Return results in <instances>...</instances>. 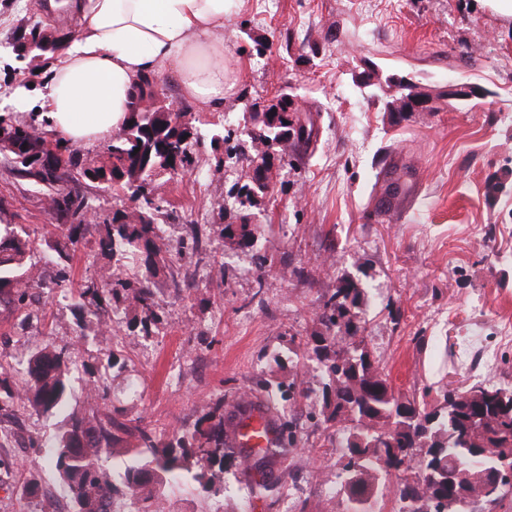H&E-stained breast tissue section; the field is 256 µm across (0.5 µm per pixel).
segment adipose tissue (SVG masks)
Instances as JSON below:
<instances>
[{
    "label": "adipose tissue",
    "mask_w": 512,
    "mask_h": 512,
    "mask_svg": "<svg viewBox=\"0 0 512 512\" xmlns=\"http://www.w3.org/2000/svg\"><path fill=\"white\" fill-rule=\"evenodd\" d=\"M239 0H56L74 37L47 54L41 128L84 147L121 128L143 77L172 75L187 100L218 110L233 89L225 17Z\"/></svg>",
    "instance_id": "adipose-tissue-1"
}]
</instances>
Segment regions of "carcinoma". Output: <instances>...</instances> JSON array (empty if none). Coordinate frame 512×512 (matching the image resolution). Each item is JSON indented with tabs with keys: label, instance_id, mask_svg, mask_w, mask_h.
Here are the masks:
<instances>
[{
	"label": "carcinoma",
	"instance_id": "carcinoma-1",
	"mask_svg": "<svg viewBox=\"0 0 512 512\" xmlns=\"http://www.w3.org/2000/svg\"><path fill=\"white\" fill-rule=\"evenodd\" d=\"M50 41L54 36L32 26L17 37L19 46L31 50L36 38ZM171 114L156 107L151 112L129 113L124 126L112 134L103 155L88 159L78 148L57 141L74 166H81V178L91 183L110 182L123 192L130 205L116 212L112 222L102 225L99 251L116 257L115 263L100 270L96 281H87L78 292L83 301V318L91 330L108 326L104 313L133 314L145 333L161 322L160 306L155 300L150 278L166 267L169 248L160 235L156 215L161 211L155 180L175 175L168 140L173 128ZM16 140L39 141L36 127L10 116L0 115ZM252 128L246 134L249 149L238 152L239 145L227 148L229 159H243L246 170L231 188L230 195L240 207L252 198L265 196L272 183L257 184L251 175L255 159L268 150L282 158L307 147L312 139L289 141L281 137V127L265 119L262 112L249 113ZM199 137L192 132L179 158L183 171L200 166ZM14 171L49 186L51 205L66 212L71 223L61 227V238L52 247L58 266L53 287L67 289L70 284L69 247L79 241L80 232L91 208L87 198L73 192V177L56 175L24 161L15 162ZM218 241L223 247L249 248L257 239V227L245 221L217 225ZM34 246L21 234L9 230L0 233V301L7 300L19 316L27 320L33 314L32 296L44 287L32 275L27 259ZM132 256L144 266L146 276L139 280L122 271L123 259ZM366 289L347 282L323 301L317 320L321 331L304 342L314 355L328 383L323 394L321 414L326 427L343 435L341 447L347 449L344 465L347 476L341 484L347 500L365 497V512H379V496L386 479L397 481L398 498L408 504L403 512H451L448 503V473L459 471V490L495 506L503 505L512 485L500 484L489 493L491 476L504 466L512 467V392L503 388L475 385L467 390L441 389L443 402L429 407L424 400L403 402L395 396L385 375L374 366L364 340L343 330L367 304ZM71 351L48 345L26 360L23 376L26 386L19 391L12 385V374L0 371V410L20 398L32 409L49 413L64 409V395L71 370ZM301 380L288 384L270 382L272 398L265 411L279 422L278 444L262 448L258 457L244 450L240 465L246 471L266 475L272 465L288 457L295 439L285 415L276 402H287L291 394H304ZM220 403L203 413L193 427L171 433L162 444L157 432L140 422L133 423L118 412L69 415L66 430L54 441L28 437V447L50 465L73 505L74 512H114L112 505L123 497L137 505L135 512H158L167 490L199 486L215 495L224 491L216 484L213 471L224 465V414ZM122 464L118 480L108 479L103 455Z\"/></svg>",
	"mask_w": 512,
	"mask_h": 512
}]
</instances>
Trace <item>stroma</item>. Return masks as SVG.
<instances>
[{"label": "stroma", "instance_id": "stroma-1", "mask_svg": "<svg viewBox=\"0 0 512 512\" xmlns=\"http://www.w3.org/2000/svg\"><path fill=\"white\" fill-rule=\"evenodd\" d=\"M50 10L51 0H0L2 115L33 119L11 95L22 84L43 89L44 63L19 55L16 33ZM224 46L238 72L223 111L191 107L203 161L160 188L158 221L172 225L170 242L186 243L156 280L161 324L147 335L118 314L97 336L74 295L44 288L35 320L21 322L0 304V364L50 343L80 347L68 412L97 410L86 391L105 382L113 407L169 433L191 425L203 401L223 399L230 415L266 382L291 379L293 363L275 355L287 354L290 337L310 335L324 298L350 281L368 293L358 333L401 400L426 387L512 390V341L502 333L512 327V20L484 0H245L224 21ZM368 71L406 75L432 92L462 84L476 93L402 116L357 86ZM284 92L315 113L317 141L289 157L271 193L244 212L258 227L254 247L221 248L215 225L242 213L228 195L241 166L216 167L224 136L243 113ZM77 190L99 216L73 253L71 278L80 285L110 264L97 249L98 222L124 203L106 184ZM0 205L34 241L32 261L53 281L50 245L69 216L1 157ZM485 351L495 356L493 370L478 362ZM302 381L308 395L288 414L297 446L273 469L275 492L252 494L261 476L243 473L239 449L229 447L217 477L223 494L177 489L169 512H283L288 497L292 512H345L336 495L347 461L341 435L319 420L325 380L312 369ZM66 426V414L20 404L0 412V512H39L40 497L25 498L24 486L58 482L32 464L25 441ZM319 448L332 456L319 459ZM314 470L320 483L292 495Z\"/></svg>", "mask_w": 512, "mask_h": 512}]
</instances>
